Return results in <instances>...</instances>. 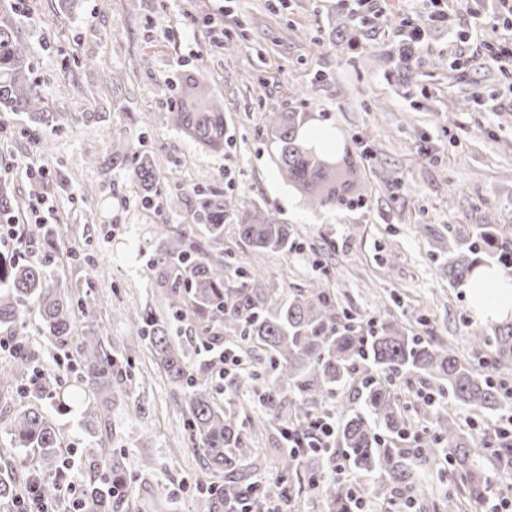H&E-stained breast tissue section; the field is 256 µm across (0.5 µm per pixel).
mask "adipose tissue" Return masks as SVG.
Returning a JSON list of instances; mask_svg holds the SVG:
<instances>
[{
  "label": "adipose tissue",
  "instance_id": "1",
  "mask_svg": "<svg viewBox=\"0 0 512 512\" xmlns=\"http://www.w3.org/2000/svg\"><path fill=\"white\" fill-rule=\"evenodd\" d=\"M475 319L492 321L512 314V280L488 265L476 266L467 287Z\"/></svg>",
  "mask_w": 512,
  "mask_h": 512
}]
</instances>
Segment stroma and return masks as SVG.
<instances>
[{
	"mask_svg": "<svg viewBox=\"0 0 512 512\" xmlns=\"http://www.w3.org/2000/svg\"><path fill=\"white\" fill-rule=\"evenodd\" d=\"M9 2L0 0V25L13 27L28 48L49 109L63 121L46 157L25 133L27 117L0 112V181L22 203V223L58 225L60 281L88 285L106 344L134 336L129 305L163 309L141 274L143 255L155 225L190 221L186 205L162 197L143 206L130 168L94 165L111 154L119 132L132 134L137 151L184 187H220L242 211L254 204L277 210L303 241V250L259 257L226 222L228 282L236 268L254 263L272 288L301 289L320 277L363 327L394 322L463 359L472 356L473 332L493 333L494 323L474 319L463 287L450 285L446 273L453 239L512 225V72L489 64L501 35L477 28L466 8L454 2L447 23L424 29L415 44L420 64L406 83L381 55L419 26L424 0H385L364 24L349 21L336 0H76L71 7L26 0L23 17ZM225 6L234 17L217 37L209 21L221 19ZM198 67L224 107L220 152L166 119L181 74ZM273 112L305 113L314 125L343 131L350 147L367 149L356 161L362 205L320 210L292 190L270 159ZM30 162L43 176L26 175ZM58 166L69 178L64 191ZM79 250L96 257V270L72 260ZM132 374L126 396L106 408L89 394L65 412L45 402L63 440L61 456L75 463L71 479H89L85 427L102 411L134 512H205L195 484L199 459L183 432L182 392L145 347L136 350ZM395 389L418 427L433 406L481 444L502 420L447 397L425 403L435 387L409 373L396 376ZM235 402L257 426L253 445L262 465L253 481L279 480L280 436L264 424L257 394L238 393ZM421 482L418 512H442L447 497L464 498L442 455L422 466Z\"/></svg>",
	"mask_w": 512,
	"mask_h": 512,
	"instance_id": "stroma-1",
	"label": "stroma"
}]
</instances>
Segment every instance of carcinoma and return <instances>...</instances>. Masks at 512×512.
Instances as JSON below:
<instances>
[{
	"label": "carcinoma",
	"mask_w": 512,
	"mask_h": 512,
	"mask_svg": "<svg viewBox=\"0 0 512 512\" xmlns=\"http://www.w3.org/2000/svg\"><path fill=\"white\" fill-rule=\"evenodd\" d=\"M387 62L395 63L407 80L415 73L416 62L409 48L396 60L387 56ZM32 74L25 45L13 29L0 26V112L26 113L33 123L48 128L60 118L48 111ZM206 81L202 70L189 76L193 92L184 98L183 111L171 113L170 119L188 138L219 152L224 149V112L194 93ZM303 123L302 112L272 113L268 133L274 147L273 162L289 186L308 198L313 207L337 209L346 200L336 197V187H357L356 168L347 163L346 137L338 133L333 147L320 148L299 134ZM125 163L133 168L147 206L164 194L170 198L193 194V223L178 230L169 224L156 225L155 242L141 266L142 273L158 289V297L172 317L190 323L202 346L245 345L249 351L263 354L271 383L259 398L269 423L282 439L291 437L306 444L312 441L308 412L330 399L341 398L349 381L359 376L365 390L364 411L352 410L339 418L336 436L358 472L379 478L371 496L385 500L394 492L421 491L418 460L432 454L428 449L380 446L373 425L396 436L411 426L394 394L395 375L412 372L439 392H448L453 401L476 410L505 409L508 395L502 385L442 344L410 336L390 323L365 334L358 325L343 322L336 294L320 279L309 288L288 294L266 287L262 268L253 265L236 272V285H226L224 222L232 208L231 200L216 188H183L149 156L129 148L114 151L100 165ZM20 210L19 201L0 182V224L20 223ZM28 230L29 239L42 246L39 259L0 253V326L10 328L13 336H24L25 311L36 308L39 332L50 338L56 361L75 360L80 389L105 406L121 396L131 380L129 348L106 346L96 333L98 309L90 295L76 286L62 287L54 276L57 226L31 224ZM238 234L258 255L286 254L298 247L291 229L271 210L241 213ZM454 247L448 280L464 286L471 275V256L480 251V245L461 240L454 242ZM78 316L87 322L80 335L75 326ZM129 318L138 342L149 349L171 383L185 394L184 433L202 461L196 482L205 491L207 512H241L246 506L260 509L261 496L254 493V483L246 481L257 469L248 454L250 432L232 401L222 407L217 400L226 388L231 394L255 389L258 373L250 369L227 375L222 368L224 361L215 358L204 365L205 371L228 376V383L200 378L166 317L140 307L132 309ZM470 345L477 356L495 347L494 370L502 375L512 372V324L498 328L492 337L476 333L470 337ZM25 380L37 400L47 397L66 406L59 376L41 371L36 353L22 343L0 367V385ZM430 428L436 435L435 443L443 445L451 472L460 477L474 501L487 496L483 462L500 469L512 467V443L506 439L497 436L494 444L474 448L455 422L439 413L432 416ZM8 433L10 447L36 455L37 465L29 470L25 481L47 486L58 480L63 468L61 436L42 407L19 410ZM88 433L94 444L89 460L91 475L85 486L89 508L91 512H125L129 505L122 494L124 475L113 455L112 439L96 427ZM280 454V473L288 475L302 466L309 469L307 496L322 498L328 512H354L352 493L336 479L324 480L317 474L324 451L306 447L296 453L284 448ZM19 492L14 476L0 472V503L14 507Z\"/></svg>",
	"instance_id": "obj_1"
}]
</instances>
